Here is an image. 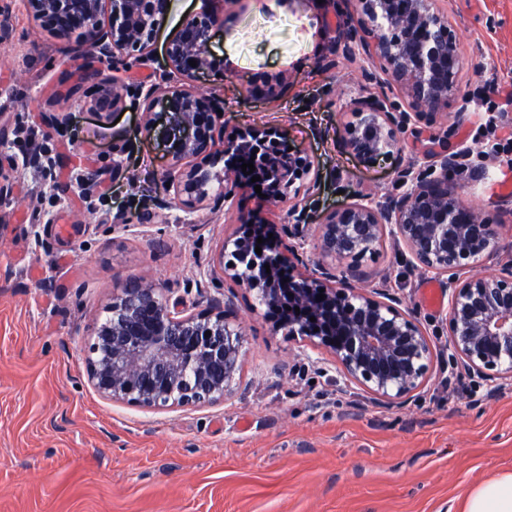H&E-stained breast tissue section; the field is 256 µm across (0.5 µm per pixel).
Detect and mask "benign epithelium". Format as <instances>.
Wrapping results in <instances>:
<instances>
[{
	"label": "benign epithelium",
	"instance_id": "benign-epithelium-1",
	"mask_svg": "<svg viewBox=\"0 0 512 512\" xmlns=\"http://www.w3.org/2000/svg\"><path fill=\"white\" fill-rule=\"evenodd\" d=\"M172 0H24L29 14L56 37L68 42L75 58H95L114 66L134 52L152 51L157 31L168 19ZM222 0H203L204 7L183 19L164 49L166 65L180 84L164 89L136 87L144 95L143 124L151 129L163 120L176 146L169 151L166 174L173 203L186 213L209 201H227L224 180L248 183L241 163H253V175L268 183L272 198L298 195L314 164L284 147L263 160H251L257 145L280 141L268 129L240 128L229 135L219 124L214 99L193 85L197 74L217 66L210 53L224 16L208 8ZM438 0H353L331 41L334 57L374 65L380 74L363 69L365 79H380L406 109L375 96L354 100L353 121L344 145L372 161L402 152L409 127H428L448 119L462 59L458 36ZM196 61L191 66L189 61ZM96 92L88 101L102 118L122 107L130 93L102 68L86 73ZM470 150L460 147L428 151L427 171L413 165L398 171L405 190L384 201L362 202L335 210L319 224L318 262L326 267L346 263L338 285H328L295 270L277 241L259 244L253 230L269 226L260 214L240 222L224 239L223 251L237 259L221 268L237 286L257 293L271 306L288 299V321L279 324L288 335L329 352L343 375L363 386L374 403L407 398L427 379L430 343L394 297L368 294L361 284L369 276L358 260L382 239L386 229L404 245L416 267L436 274L472 269L499 236L490 218L466 204L463 186L455 180L465 171L472 182L485 179L487 169L468 165ZM226 159L224 178L210 167ZM81 191L93 195L99 171L77 177ZM261 247V255L249 250ZM270 268H264V265ZM288 270L292 287L285 288L279 271ZM448 347L474 376L490 380L512 377V273H474L464 281L448 279ZM324 298L319 300L317 295ZM106 317L95 323L86 359L88 381L103 397L142 407L167 409L224 399L240 380L241 332L213 302L189 312L180 298L163 294L143 280L113 289ZM315 321H310V318Z\"/></svg>",
	"mask_w": 512,
	"mask_h": 512
}]
</instances>
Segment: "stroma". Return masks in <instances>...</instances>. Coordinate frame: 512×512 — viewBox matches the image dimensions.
Masks as SVG:
<instances>
[{
	"mask_svg": "<svg viewBox=\"0 0 512 512\" xmlns=\"http://www.w3.org/2000/svg\"><path fill=\"white\" fill-rule=\"evenodd\" d=\"M202 0H173L147 64L118 77L161 81V49ZM459 37L462 68L448 99L471 100L465 125L407 131L400 154L374 161L345 148L353 99L383 96L361 62L325 63L334 36L330 0H239L224 8L211 54L220 67L195 85L224 102L227 129L275 128L314 160L317 186L276 202L253 186L221 207L203 205L179 222L163 180L172 145L165 123L143 129L141 99L126 97L109 118L76 95L63 124L53 121L66 87L96 60L69 56L42 32L23 0H0V176L12 186L0 206V512H464L485 479L512 471V378L487 381L453 363L448 305L425 303L444 275L418 271L392 235L361 263L369 288L399 298L429 337L424 386L403 403L376 405L345 381L332 356L275 329L255 294L215 277L222 244L240 217L259 212L282 244L298 248L299 269L315 278L316 231L332 210L370 194L401 192L397 172L426 150L469 146L475 166L495 167L485 145L512 149V106L485 95L512 91V0H440ZM287 76L279 96L250 95ZM42 162L26 163L30 152ZM103 187L84 197L82 170ZM490 181L467 185L470 204L500 226L482 273L512 269V193ZM301 215V237L288 213ZM151 280L198 312L214 299L242 331L241 379L224 400L150 409L101 397L89 384L92 328L113 289Z\"/></svg>",
	"mask_w": 512,
	"mask_h": 512,
	"instance_id": "stroma-1",
	"label": "stroma"
}]
</instances>
